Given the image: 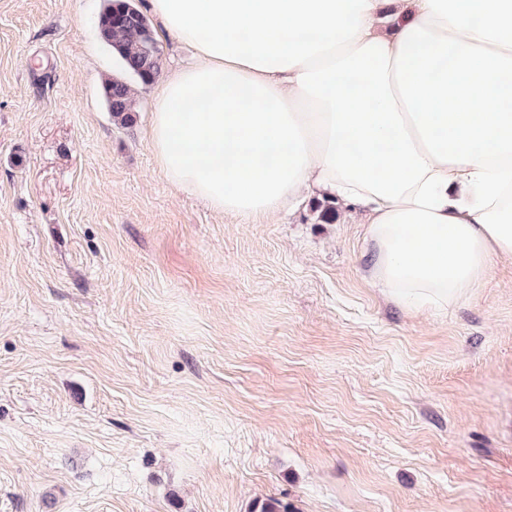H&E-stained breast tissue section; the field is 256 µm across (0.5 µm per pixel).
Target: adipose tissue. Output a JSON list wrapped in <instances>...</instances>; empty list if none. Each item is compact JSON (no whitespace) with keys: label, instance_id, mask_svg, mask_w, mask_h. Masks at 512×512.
<instances>
[{"label":"adipose tissue","instance_id":"ef3b65f1","mask_svg":"<svg viewBox=\"0 0 512 512\" xmlns=\"http://www.w3.org/2000/svg\"><path fill=\"white\" fill-rule=\"evenodd\" d=\"M193 63L157 86L160 172L271 218L369 219L375 279L447 307L512 257V0H149Z\"/></svg>","mask_w":512,"mask_h":512}]
</instances>
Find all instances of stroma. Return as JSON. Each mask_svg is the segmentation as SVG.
Masks as SVG:
<instances>
[{"mask_svg": "<svg viewBox=\"0 0 512 512\" xmlns=\"http://www.w3.org/2000/svg\"><path fill=\"white\" fill-rule=\"evenodd\" d=\"M101 8L0 0V512H512V258L413 312L363 213L214 211ZM133 86L124 77L105 80L103 95L108 112L121 127H131L137 120L138 110Z\"/></svg>", "mask_w": 512, "mask_h": 512, "instance_id": "obj_1", "label": "stroma"}]
</instances>
